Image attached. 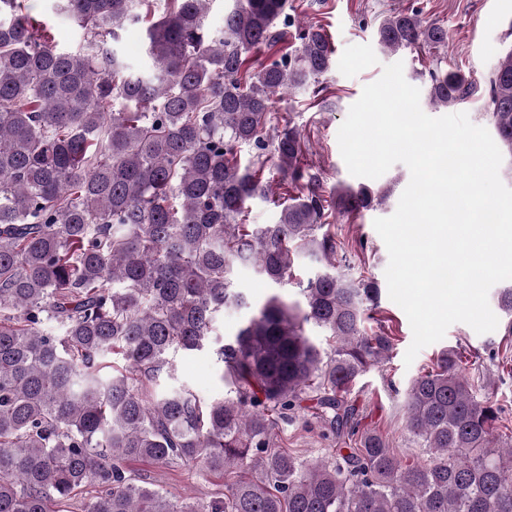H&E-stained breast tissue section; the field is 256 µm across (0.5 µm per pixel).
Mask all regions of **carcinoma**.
<instances>
[{"instance_id":"1","label":"carcinoma","mask_w":512,"mask_h":512,"mask_svg":"<svg viewBox=\"0 0 512 512\" xmlns=\"http://www.w3.org/2000/svg\"><path fill=\"white\" fill-rule=\"evenodd\" d=\"M208 4L168 0L146 28L151 66L135 72L109 43L154 0H57L85 30L77 53L56 49L28 0H0V512H65L90 485L102 492L81 512H512V445H498L500 408L461 354L442 352L409 389L407 429L426 458L404 464L359 428L347 393L394 347L365 328L380 290L336 270L293 119L264 137L272 98L320 82L334 48L321 25L284 46L288 0H232L218 30ZM377 35L389 52L448 46V30L414 11L389 12ZM428 74L438 106L477 91L457 71ZM489 108L512 154V49L490 77ZM243 145L255 150L245 166ZM270 147L287 204L275 224H244L246 202L267 196ZM374 201L366 188L339 197L349 212ZM302 253L333 272L308 280L302 307L270 296L219 346L224 396L155 392L174 378L173 353L203 348L224 309L247 305L234 264L286 286ZM497 302L512 336V288ZM112 353L126 366L105 378ZM303 410L337 444L311 463L277 442ZM135 462L203 463L224 492L171 498L140 483Z\"/></svg>"}]
</instances>
